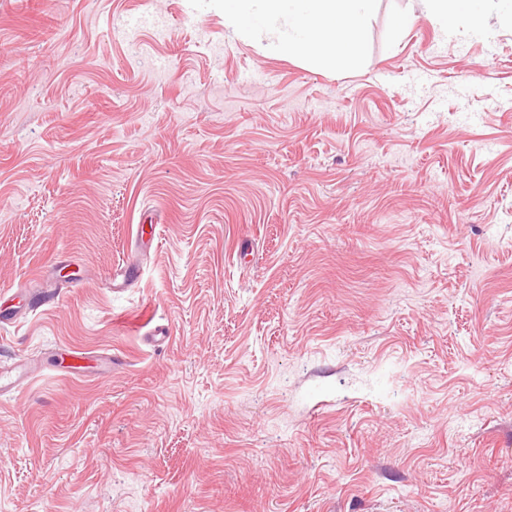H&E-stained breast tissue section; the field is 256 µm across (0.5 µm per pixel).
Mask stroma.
I'll return each instance as SVG.
<instances>
[{
	"label": "stroma",
	"instance_id": "stroma-1",
	"mask_svg": "<svg viewBox=\"0 0 512 512\" xmlns=\"http://www.w3.org/2000/svg\"><path fill=\"white\" fill-rule=\"evenodd\" d=\"M476 7L377 0L348 69L222 0H0V305L80 278L0 358L124 360L0 400V512H512V0ZM425 16L432 22L440 24L446 32L453 27L457 14L466 15L471 30L483 27L482 13L473 7V0H421ZM112 286L116 289L140 288L141 271L136 258L131 257L126 262L112 268L110 272ZM69 360L67 366L64 365L66 360ZM87 360L83 353L65 346H58L50 359L47 360V365L51 368L54 367L60 372L64 369L69 368L68 372L74 373L76 370L83 366V363Z\"/></svg>",
	"mask_w": 512,
	"mask_h": 512
}]
</instances>
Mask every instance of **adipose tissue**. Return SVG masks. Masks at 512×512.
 Listing matches in <instances>:
<instances>
[{
  "mask_svg": "<svg viewBox=\"0 0 512 512\" xmlns=\"http://www.w3.org/2000/svg\"><path fill=\"white\" fill-rule=\"evenodd\" d=\"M375 0H224V25L233 33L253 31L281 54L332 60L351 68L364 63V28ZM426 17L441 26L455 15L481 29L473 0H422Z\"/></svg>",
  "mask_w": 512,
  "mask_h": 512,
  "instance_id": "ef3b65f1",
  "label": "adipose tissue"
}]
</instances>
